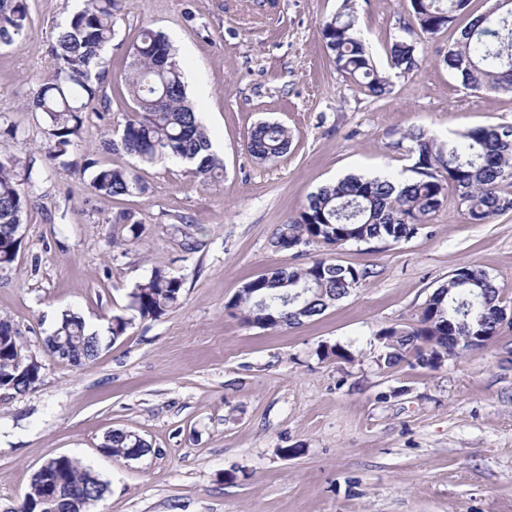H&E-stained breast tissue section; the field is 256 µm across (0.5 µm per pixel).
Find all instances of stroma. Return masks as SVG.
<instances>
[{"instance_id":"1","label":"stroma","mask_w":512,"mask_h":512,"mask_svg":"<svg viewBox=\"0 0 512 512\" xmlns=\"http://www.w3.org/2000/svg\"><path fill=\"white\" fill-rule=\"evenodd\" d=\"M343 0H128L106 50L105 113L85 112L72 159L135 168L144 194L95 195L82 170L49 168L41 113L28 111L51 74L50 44L73 0H28L30 30L0 49V154L38 178L21 244L0 272V315L42 364L31 391H0V512L18 507L32 475L67 455L106 483L88 512H512V328L435 368L384 367L382 329L415 325L426 299L459 267L475 266L512 307V211L471 223L456 194L399 243L280 250L273 235L320 186L350 174H407L395 144L421 128L439 139L512 125V92L464 88L443 63L458 29L483 12L472 0L451 29L427 34L409 0H355L356 29L392 91L375 99L329 62L319 23ZM164 32L203 95L188 91L224 175L198 185L186 166L143 164L104 149L132 102L129 49L142 27ZM415 42L409 75L390 67L394 40ZM293 134L288 154L257 164L261 121ZM143 223L126 241L117 219ZM317 258L371 270L347 298L294 327L258 328L229 303L265 270ZM183 278L181 303L126 336L112 313L155 269ZM102 335L74 368L44 348L62 313ZM344 357H323L326 346ZM127 429L152 446L137 460L103 453Z\"/></svg>"}]
</instances>
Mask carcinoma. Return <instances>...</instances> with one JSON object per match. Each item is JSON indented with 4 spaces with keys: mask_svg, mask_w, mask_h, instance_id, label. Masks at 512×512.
<instances>
[{
    "mask_svg": "<svg viewBox=\"0 0 512 512\" xmlns=\"http://www.w3.org/2000/svg\"><path fill=\"white\" fill-rule=\"evenodd\" d=\"M471 0H410L420 29L435 34L451 27L457 14ZM125 0H83L81 9L57 26L51 45L52 74L41 80L31 103L46 121L45 157L52 166L94 169L92 191L116 198L146 191L135 170L98 168L90 159H70L80 138L83 114L97 107L108 110L102 81L104 52L115 35L114 20ZM27 0H0V46H11L29 32ZM323 46L336 70L371 96L390 93V82L376 69L369 46L355 31L351 0L342 11L319 23ZM390 67L411 74L419 64L414 43L393 41ZM133 68L127 79L133 110L113 130L116 138L107 145L122 149L146 163H185L198 184L206 186L224 172V161L211 150L209 137L197 112L187 102L184 72L171 43L160 31L144 27L131 46ZM450 72L472 91L493 95L512 91V3L491 5L464 26L443 58ZM414 159L415 177L398 182L391 177L350 175L327 184L310 195L307 204L289 217L274 234L281 250L321 244L340 247L351 243H398L414 236L417 225L426 224L447 201L446 183L454 184L458 205L467 218L481 224L492 216L512 210V126L485 125L468 129L456 140L440 143L421 128L402 134L394 144ZM292 145L288 128L276 122H260L249 137L251 156L260 164H272ZM32 169L20 171V162L0 155V271L16 260L20 229L30 202ZM369 272L324 258L301 267L271 269L246 281L231 302L237 317L249 326L275 328L300 325L322 315L348 297ZM184 281L162 269L129 294L127 309L110 318L112 340L127 334L135 319L158 320L181 301ZM503 313L499 290L490 277L473 266L461 267L436 288L417 320L408 329L390 327L381 332L383 364L392 368L415 358L423 367L437 368L475 348L472 339L484 343L498 336ZM13 323L0 316V384L3 389L25 393L42 381V368L16 365L25 357ZM45 347L58 361L81 367L94 360L101 349L99 335L90 331L76 313L62 314L56 334ZM103 452L132 460L150 453L138 433L112 430L103 441ZM106 484L79 460L59 455L48 458L31 478L29 491L17 512H86L101 500Z\"/></svg>",
    "mask_w": 512,
    "mask_h": 512,
    "instance_id": "cac0c4a2",
    "label": "carcinoma"
}]
</instances>
